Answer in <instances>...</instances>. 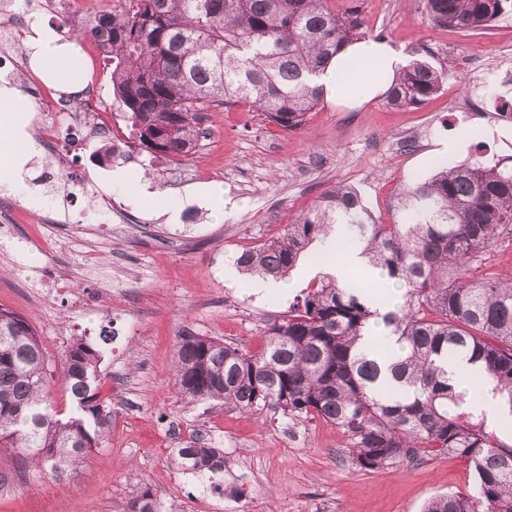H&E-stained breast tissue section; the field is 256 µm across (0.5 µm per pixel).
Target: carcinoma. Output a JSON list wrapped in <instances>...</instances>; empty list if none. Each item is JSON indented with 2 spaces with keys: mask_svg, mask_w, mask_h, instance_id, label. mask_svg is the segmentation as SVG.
<instances>
[{
  "mask_svg": "<svg viewBox=\"0 0 512 512\" xmlns=\"http://www.w3.org/2000/svg\"><path fill=\"white\" fill-rule=\"evenodd\" d=\"M439 27L474 33L512 17V0H424ZM92 40L112 66L115 102L130 139L155 157L199 146L200 113L244 105L286 131L320 103L308 84L337 51L369 37L358 7L329 0H129L117 14L94 15L72 33ZM445 72L416 59L386 97L417 107L436 95ZM348 226L346 243L400 284V302L380 314L364 287L321 276L275 321L255 351L185 333L175 349V386L191 402H219L247 414L279 411L334 425L348 454L377 470L424 453L465 459L468 494L432 498L424 512H512V444L474 418L448 378L462 358L496 381L512 406V283L486 269L487 251L512 229V159L443 165L403 187L392 222L380 224L352 188L325 191L284 234L243 250L246 274L283 279L301 254ZM382 318L400 354L387 372L358 341ZM98 347L76 340L60 380L71 410L54 405L48 354L29 321L0 308V445L53 473L105 441L109 415L99 399ZM178 473L217 488L224 451L194 438L170 452ZM123 512H167L149 485Z\"/></svg>",
  "mask_w": 512,
  "mask_h": 512,
  "instance_id": "1",
  "label": "carcinoma"
}]
</instances>
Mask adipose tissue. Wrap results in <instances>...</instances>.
Listing matches in <instances>:
<instances>
[{
  "label": "adipose tissue",
  "mask_w": 512,
  "mask_h": 512,
  "mask_svg": "<svg viewBox=\"0 0 512 512\" xmlns=\"http://www.w3.org/2000/svg\"><path fill=\"white\" fill-rule=\"evenodd\" d=\"M21 41L35 76L56 90L72 95L82 92L89 63L75 39L62 36L35 17L22 29ZM406 64L402 50L393 43L361 40L348 44L331 58L314 76L313 84L327 100L355 110L382 99ZM35 110V103L16 84L0 77V195L40 206L47 199L27 178L29 162L39 156L38 146L28 131ZM352 271L361 273L367 281L370 300L383 294L388 305H395L399 286L370 266L360 249L354 247L346 249L344 264L333 268L332 273L337 281L343 282ZM448 372L470 410L485 414L494 426L512 423V404L479 367L458 360L449 363Z\"/></svg>",
  "instance_id": "1"
}]
</instances>
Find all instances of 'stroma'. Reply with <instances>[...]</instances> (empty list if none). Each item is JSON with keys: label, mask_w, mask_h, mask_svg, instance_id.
Listing matches in <instances>:
<instances>
[{"label": "stroma", "mask_w": 512, "mask_h": 512, "mask_svg": "<svg viewBox=\"0 0 512 512\" xmlns=\"http://www.w3.org/2000/svg\"><path fill=\"white\" fill-rule=\"evenodd\" d=\"M358 6L371 35L408 59L445 71L443 89L418 108L379 100L355 112L324 101L303 125L284 131L235 106L203 113L196 152L155 158L132 146L98 163L97 138L84 127H39L42 154L30 178L64 174L93 197L51 199L35 209L0 197V306L32 324L52 367L77 338L102 346L100 399L110 432L62 476L0 461V512H122L136 482L151 485L168 512H422L432 497L473 485L458 457L424 456L365 471L348 456V437L318 419L225 410L189 403L171 368L182 332L218 337L253 351L288 301L257 299L224 280L225 262L284 233L337 183L355 189L378 221L391 222L400 184L434 173L439 141L464 138L449 164L512 156V123L500 121L495 95L512 99V18L480 34L434 26L424 0H338ZM498 78L487 86V75ZM144 177L174 206L109 190L114 169ZM214 184L238 204L215 221L195 194ZM57 243L36 249L39 238ZM111 331V340L101 338ZM223 449L219 489L172 471L171 449L190 436Z\"/></svg>", "instance_id": "1"}]
</instances>
